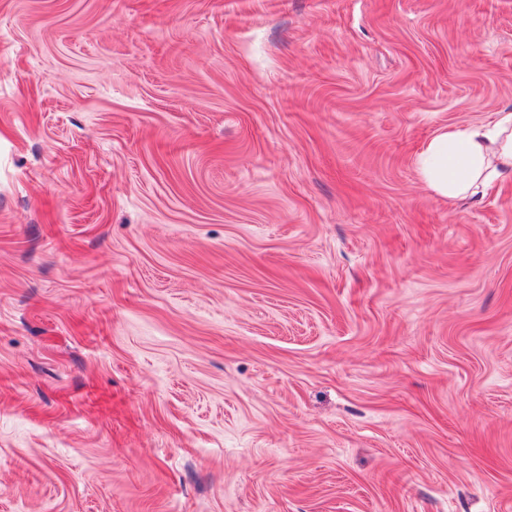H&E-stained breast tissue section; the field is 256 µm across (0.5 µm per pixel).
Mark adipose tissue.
<instances>
[{"instance_id": "obj_1", "label": "adipose tissue", "mask_w": 512, "mask_h": 512, "mask_svg": "<svg viewBox=\"0 0 512 512\" xmlns=\"http://www.w3.org/2000/svg\"><path fill=\"white\" fill-rule=\"evenodd\" d=\"M418 174L440 198L451 202L481 199L512 176V111L433 136L418 159Z\"/></svg>"}]
</instances>
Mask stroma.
I'll return each mask as SVG.
<instances>
[{"instance_id":"stroma-1","label":"stroma","mask_w":512,"mask_h":512,"mask_svg":"<svg viewBox=\"0 0 512 512\" xmlns=\"http://www.w3.org/2000/svg\"><path fill=\"white\" fill-rule=\"evenodd\" d=\"M512 0H0V512H512ZM418 174L435 196L451 202L477 201L512 176V111L487 123L446 129L427 143Z\"/></svg>"}]
</instances>
